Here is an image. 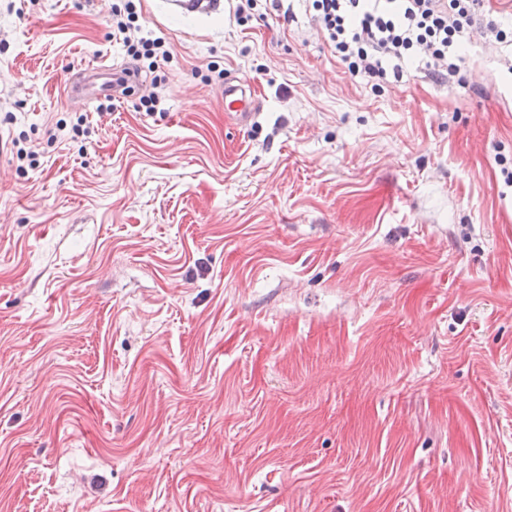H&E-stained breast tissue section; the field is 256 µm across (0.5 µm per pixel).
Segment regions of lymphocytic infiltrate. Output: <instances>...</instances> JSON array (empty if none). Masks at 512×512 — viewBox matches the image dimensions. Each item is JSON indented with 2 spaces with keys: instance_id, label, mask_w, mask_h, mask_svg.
I'll list each match as a JSON object with an SVG mask.
<instances>
[{
  "instance_id": "f902f5d3",
  "label": "lymphocytic infiltrate",
  "mask_w": 512,
  "mask_h": 512,
  "mask_svg": "<svg viewBox=\"0 0 512 512\" xmlns=\"http://www.w3.org/2000/svg\"><path fill=\"white\" fill-rule=\"evenodd\" d=\"M313 18L351 77L381 86L400 79L402 64L424 57L429 76H457L459 48L469 42L484 0H310ZM136 0L112 6V38L132 60L155 69L170 50L139 35Z\"/></svg>"
}]
</instances>
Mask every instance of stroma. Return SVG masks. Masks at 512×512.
<instances>
[{
  "mask_svg": "<svg viewBox=\"0 0 512 512\" xmlns=\"http://www.w3.org/2000/svg\"><path fill=\"white\" fill-rule=\"evenodd\" d=\"M111 7L0 0V512H512V46L376 90L305 0H140L105 111ZM112 3V40L122 45L126 54L143 64L148 61V70H155L157 59H170L171 52L161 38L136 36L140 32L137 4L139 0H117ZM258 111L256 91L247 80L224 82V112L239 126H247Z\"/></svg>",
  "mask_w": 512,
  "mask_h": 512,
  "instance_id": "1",
  "label": "stroma"
}]
</instances>
